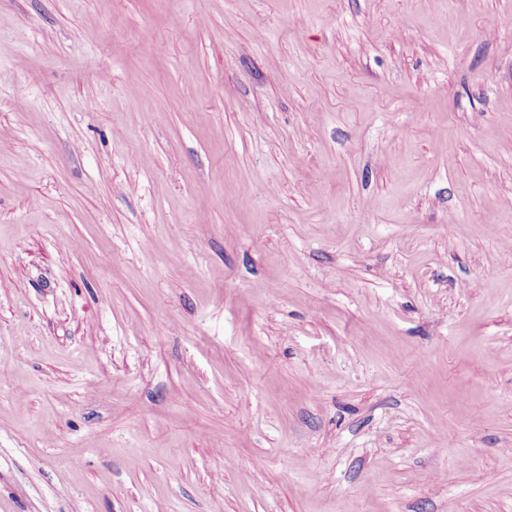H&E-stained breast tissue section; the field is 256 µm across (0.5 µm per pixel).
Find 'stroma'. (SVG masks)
I'll return each mask as SVG.
<instances>
[{
  "instance_id": "35a3bbf8",
  "label": "stroma",
  "mask_w": 512,
  "mask_h": 512,
  "mask_svg": "<svg viewBox=\"0 0 512 512\" xmlns=\"http://www.w3.org/2000/svg\"><path fill=\"white\" fill-rule=\"evenodd\" d=\"M0 512H512V0H0Z\"/></svg>"
}]
</instances>
